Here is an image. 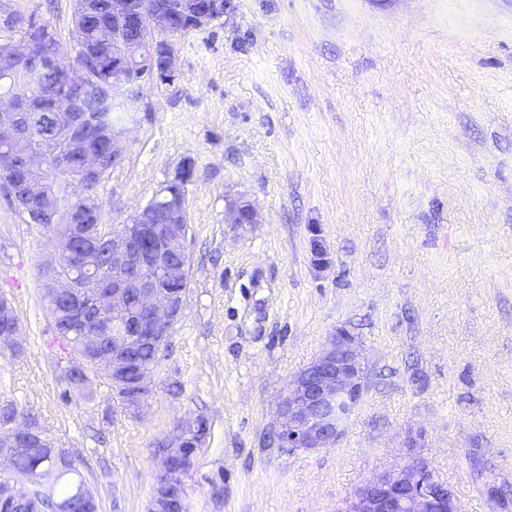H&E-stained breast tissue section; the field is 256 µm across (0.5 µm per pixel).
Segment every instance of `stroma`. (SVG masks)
I'll list each match as a JSON object with an SVG mask.
<instances>
[{
  "instance_id": "35a3bbf8",
  "label": "stroma",
  "mask_w": 512,
  "mask_h": 512,
  "mask_svg": "<svg viewBox=\"0 0 512 512\" xmlns=\"http://www.w3.org/2000/svg\"><path fill=\"white\" fill-rule=\"evenodd\" d=\"M233 5L174 38L176 79L142 85L97 190L118 224L196 161L186 311L146 408L63 379L49 234L1 197L23 351L0 355V402L79 459L100 512H148L157 444L188 416L209 427L188 512H340L415 454L461 512H512V0ZM73 9L0 0V43L44 26L75 58ZM237 199L259 223L228 224ZM339 329L364 345L361 403L330 447L282 448L278 403Z\"/></svg>"
}]
</instances>
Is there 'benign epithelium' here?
<instances>
[{
    "label": "benign epithelium",
    "mask_w": 512,
    "mask_h": 512,
    "mask_svg": "<svg viewBox=\"0 0 512 512\" xmlns=\"http://www.w3.org/2000/svg\"><path fill=\"white\" fill-rule=\"evenodd\" d=\"M231 8V0H109L110 19L101 26L97 41V59L112 58V83L104 85L92 76V64L67 66L54 54L38 52L31 40L12 46L18 65L32 72H52L55 86L44 93L33 85L21 96L0 94V140L12 141L23 135L19 113L38 112L44 125L63 127L72 134L60 140L70 158L80 159L73 168L80 186H96L103 177L99 157L85 149L84 137L98 133L96 110L87 106L91 98L105 104L115 94L133 88L144 80L172 82L177 76L174 45L176 22L190 21V28L211 25ZM135 27L150 48V56L132 63L128 57V31ZM22 170L33 185L47 176L42 155L33 150L24 155ZM130 213L126 224L139 225L137 236L115 229L112 232V267L139 270L147 265L151 250L143 245L150 235L154 218L153 203ZM228 223L236 226L256 224L252 204L235 201L228 206ZM189 221L177 230H169L157 248L188 254ZM140 308L146 313L139 327L140 339L160 355L172 328L183 318L185 289L164 291L152 279L141 277L132 282ZM104 306H112V324L103 332L112 339V356H98L93 362L99 371L112 374V386L122 383L126 350L133 340L129 329L128 284H112V292L100 297ZM362 344L344 329L328 337L321 354L288 384L278 410L277 437L283 448L314 450L331 445L355 413L364 390L365 365ZM153 391L152 373L142 374L125 399L129 407L140 409ZM28 418L14 417L0 427V482L5 495L14 501L28 499L29 490L17 488L18 480L32 482L33 475L15 469L13 448L28 433ZM194 455L187 451L179 434L170 439L169 448L160 455L153 494L162 502L184 492L183 476L193 467ZM432 467L424 457L413 455L405 462L383 470L358 486L345 500L342 512H460L454 491L431 477Z\"/></svg>",
    "instance_id": "7a95c632"
}]
</instances>
